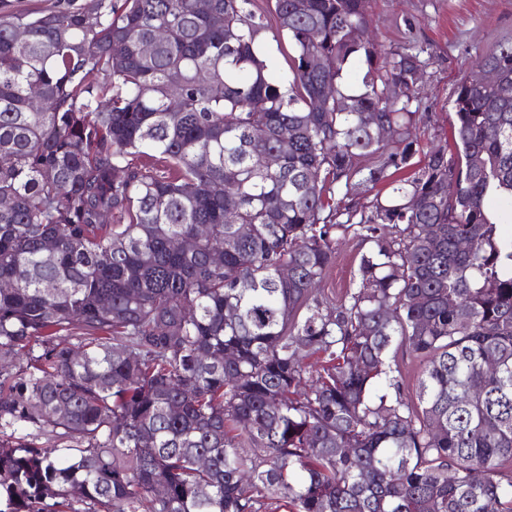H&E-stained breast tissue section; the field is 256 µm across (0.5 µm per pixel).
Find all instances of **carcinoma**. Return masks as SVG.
Segmentation results:
<instances>
[{
	"label": "carcinoma",
	"mask_w": 512,
	"mask_h": 512,
	"mask_svg": "<svg viewBox=\"0 0 512 512\" xmlns=\"http://www.w3.org/2000/svg\"><path fill=\"white\" fill-rule=\"evenodd\" d=\"M254 6L0 7V512H512V42L417 161L415 17ZM263 35L267 51L275 59L274 76L278 77L284 72H288V39L283 37L280 42H276L273 40V35L270 31L265 32ZM367 250L368 245L361 244L351 233L339 241L335 264L321 285L322 296L339 300L346 289L355 287L359 280L360 258Z\"/></svg>",
	"instance_id": "1"
}]
</instances>
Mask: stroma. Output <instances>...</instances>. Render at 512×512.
I'll return each instance as SVG.
<instances>
[{
	"mask_svg": "<svg viewBox=\"0 0 512 512\" xmlns=\"http://www.w3.org/2000/svg\"><path fill=\"white\" fill-rule=\"evenodd\" d=\"M368 10L377 40L386 49L401 44L403 17L419 19L418 37L427 46L422 109L431 122L416 134L423 149L444 144L454 121L455 87L475 75L478 58L512 39V0H369ZM366 250L353 235L340 240L336 261L321 285L325 296L338 299L355 286Z\"/></svg>",
	"mask_w": 512,
	"mask_h": 512,
	"instance_id": "obj_1",
	"label": "stroma"
}]
</instances>
